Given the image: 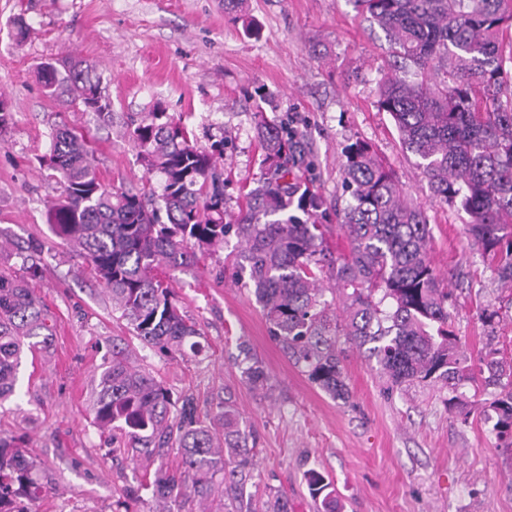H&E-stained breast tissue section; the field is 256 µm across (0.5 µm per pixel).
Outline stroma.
Masks as SVG:
<instances>
[{"label":"stroma","instance_id":"35a3bbf8","mask_svg":"<svg viewBox=\"0 0 512 512\" xmlns=\"http://www.w3.org/2000/svg\"><path fill=\"white\" fill-rule=\"evenodd\" d=\"M389 44L353 0H0V100L13 114L0 132V268L19 275L32 240L44 242L35 294L54 320L50 348L23 359L15 395L0 405V437L23 442L47 491L33 512H158L150 492L129 503L143 460L113 457L91 423L102 365L120 343L136 368L150 369L172 399L193 395L200 415L232 401L243 429L257 437L247 485L254 512L274 492L289 512H317L304 474H330L342 512H512V454L499 446L485 404L464 386L469 411L449 407L435 383L389 387L376 362L347 347V399L311 383L271 339L269 325L241 274L235 235L191 266L173 272L176 299L202 333L204 353L190 358L142 345L112 307L106 286L48 225L54 194L44 159L51 135L67 125L88 135L104 181L140 187L147 175L126 136L127 124L159 108L182 121L201 149L224 141V198L236 215L243 188L260 178L256 108L268 121L292 122L311 147L326 201L325 223L343 206L345 147L363 141L392 167L428 217V253L447 279L450 321L470 363L489 350L512 359V289L465 235L468 215L432 200L391 117L376 107L377 69ZM90 62L111 103L104 124L63 107L44 88L42 63ZM496 311L487 327L483 310ZM263 388L243 377L251 360Z\"/></svg>","mask_w":512,"mask_h":512}]
</instances>
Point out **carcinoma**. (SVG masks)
<instances>
[{
  "label": "carcinoma",
  "mask_w": 512,
  "mask_h": 512,
  "mask_svg": "<svg viewBox=\"0 0 512 512\" xmlns=\"http://www.w3.org/2000/svg\"><path fill=\"white\" fill-rule=\"evenodd\" d=\"M354 2L392 47V58L378 69V111L390 115L402 147L416 157L432 199L461 205L470 216L467 239L496 261L498 280L512 285V45L503 40L512 27V0ZM40 79L51 95L69 96L111 121L110 102L95 96L99 76L80 62H48ZM255 130L271 176L244 193L230 224L219 170L224 150L196 148L180 120L149 112L127 132L147 171L164 179L159 207L147 183L137 190L103 183L86 138L66 125L56 128L49 156L58 192L53 234L79 249L144 345L196 356L201 333L180 310L166 271L192 265L197 252L220 247L233 233L245 244L240 268L249 271L271 338L312 383L334 399L348 397L341 336L367 348L396 387L442 384L450 406L462 385L479 378L496 389L489 402L493 430L512 452V361L491 350L475 369L461 353L448 329V289L428 257L427 216L391 167L366 143L346 148L347 199L336 220L349 251L335 258L320 222L324 199L302 188L295 172L308 150L303 134L268 122L262 112L255 113ZM43 254L42 243L31 244L25 279L0 271V401L15 393L22 357L53 336L52 316L27 286ZM325 274L340 288L341 316L318 287ZM244 375L251 386H264L259 363ZM92 423L112 437V452L154 466L130 489L132 497L149 490L160 512H181L186 501L204 503L219 491L242 512L257 442L229 400L202 419L192 397L172 400L154 374L131 367L114 344ZM173 452L180 458L175 468L168 466ZM33 470L28 451L0 439V512H29L17 500L43 493ZM305 481L321 512H340L328 475L310 469Z\"/></svg>",
  "instance_id": "carcinoma-1"
}]
</instances>
